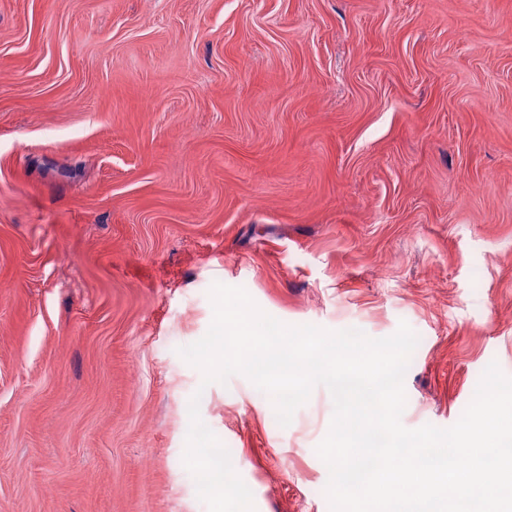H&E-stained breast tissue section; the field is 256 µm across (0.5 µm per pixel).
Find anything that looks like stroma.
<instances>
[{"label": "stroma", "instance_id": "stroma-1", "mask_svg": "<svg viewBox=\"0 0 512 512\" xmlns=\"http://www.w3.org/2000/svg\"><path fill=\"white\" fill-rule=\"evenodd\" d=\"M216 282L407 323L409 429L512 377V0H0V512H208L195 395L255 512H330L329 390L177 353Z\"/></svg>", "mask_w": 512, "mask_h": 512}]
</instances>
